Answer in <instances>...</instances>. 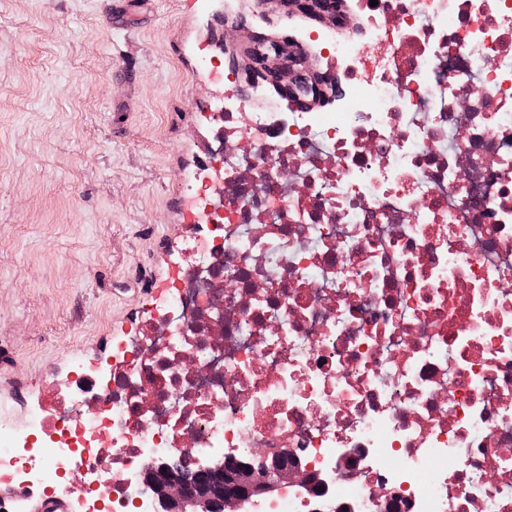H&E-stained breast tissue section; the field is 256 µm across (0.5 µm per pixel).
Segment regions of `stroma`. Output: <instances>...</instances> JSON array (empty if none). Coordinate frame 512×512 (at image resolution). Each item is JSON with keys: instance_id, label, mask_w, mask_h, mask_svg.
<instances>
[{"instance_id": "stroma-1", "label": "stroma", "mask_w": 512, "mask_h": 512, "mask_svg": "<svg viewBox=\"0 0 512 512\" xmlns=\"http://www.w3.org/2000/svg\"><path fill=\"white\" fill-rule=\"evenodd\" d=\"M317 22L279 0H0V428L52 372L107 353L165 270L185 184L223 102L207 56Z\"/></svg>"}]
</instances>
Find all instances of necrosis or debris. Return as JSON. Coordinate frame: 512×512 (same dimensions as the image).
I'll list each match as a JSON object with an SVG mask.
<instances>
[{"mask_svg":"<svg viewBox=\"0 0 512 512\" xmlns=\"http://www.w3.org/2000/svg\"><path fill=\"white\" fill-rule=\"evenodd\" d=\"M336 109L206 113L200 214L133 335L38 389L86 512L152 455L294 456L359 504L512 512V0H355Z\"/></svg>","mask_w":512,"mask_h":512,"instance_id":"4bbe7bcc","label":"necrosis or debris"}]
</instances>
